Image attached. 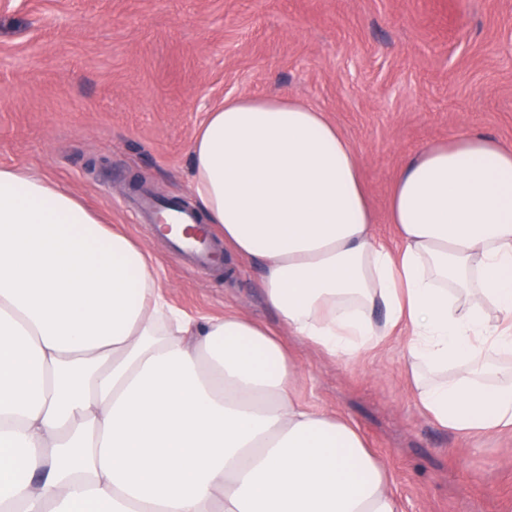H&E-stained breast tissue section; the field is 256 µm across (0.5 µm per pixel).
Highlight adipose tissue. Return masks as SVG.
<instances>
[{
  "mask_svg": "<svg viewBox=\"0 0 512 512\" xmlns=\"http://www.w3.org/2000/svg\"><path fill=\"white\" fill-rule=\"evenodd\" d=\"M192 191L266 305L332 357L408 338L441 428L512 430V150L463 133L403 165L375 233L360 161L287 97L208 112ZM276 330L172 306L152 256L0 167V512H401L348 419L296 395Z\"/></svg>",
  "mask_w": 512,
  "mask_h": 512,
  "instance_id": "1",
  "label": "adipose tissue"
}]
</instances>
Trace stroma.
I'll return each mask as SVG.
<instances>
[{
  "label": "stroma",
  "mask_w": 512,
  "mask_h": 512,
  "mask_svg": "<svg viewBox=\"0 0 512 512\" xmlns=\"http://www.w3.org/2000/svg\"><path fill=\"white\" fill-rule=\"evenodd\" d=\"M284 95L357 153L375 231L395 244L406 158L461 131L512 147V0H0V166L51 179L135 239L193 315L275 322L251 264H182L125 207L138 182L193 200L190 150L224 100ZM298 396L350 418L403 512H512V432L436 426L406 340L331 358L286 335Z\"/></svg>",
  "instance_id": "35a3bbf8"
}]
</instances>
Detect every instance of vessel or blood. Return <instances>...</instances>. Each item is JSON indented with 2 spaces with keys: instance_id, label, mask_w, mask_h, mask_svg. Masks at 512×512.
Segmentation results:
<instances>
[{
  "instance_id": "vessel-or-blood-1",
  "label": "vessel or blood",
  "mask_w": 512,
  "mask_h": 512,
  "mask_svg": "<svg viewBox=\"0 0 512 512\" xmlns=\"http://www.w3.org/2000/svg\"><path fill=\"white\" fill-rule=\"evenodd\" d=\"M132 204L135 214L145 222L153 224L161 219L178 227V234L169 238L168 244L182 259L200 268L217 265V253L212 246L213 233L199 223L192 207L172 206L147 192L136 194Z\"/></svg>"
}]
</instances>
